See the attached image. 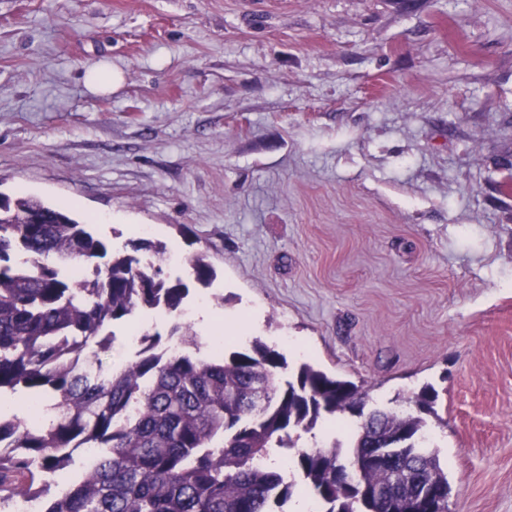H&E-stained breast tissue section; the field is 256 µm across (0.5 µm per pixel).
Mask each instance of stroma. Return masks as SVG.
<instances>
[{"instance_id":"1","label":"stroma","mask_w":512,"mask_h":512,"mask_svg":"<svg viewBox=\"0 0 512 512\" xmlns=\"http://www.w3.org/2000/svg\"><path fill=\"white\" fill-rule=\"evenodd\" d=\"M0 193L166 244L202 355L434 385L450 512H512V0H0Z\"/></svg>"}]
</instances>
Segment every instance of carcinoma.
<instances>
[{
	"mask_svg": "<svg viewBox=\"0 0 512 512\" xmlns=\"http://www.w3.org/2000/svg\"><path fill=\"white\" fill-rule=\"evenodd\" d=\"M188 292L161 267L112 253L68 210L0 193V398L23 393L54 409L36 422L0 412V474L14 475L0 483V509L26 490L43 512H277L295 484L260 462L283 448L321 512H449L448 475L421 416L367 412L358 385L306 363L283 382L284 358L262 343L200 358L178 320L176 354L154 339L109 375L77 368L87 347L107 351L108 324L142 307L177 318ZM437 399L426 386L415 403L431 413ZM326 414L357 418L346 457L336 444H297ZM87 447L98 449L94 467L52 491L48 475Z\"/></svg>",
	"mask_w": 512,
	"mask_h": 512,
	"instance_id": "1",
	"label": "carcinoma"
}]
</instances>
